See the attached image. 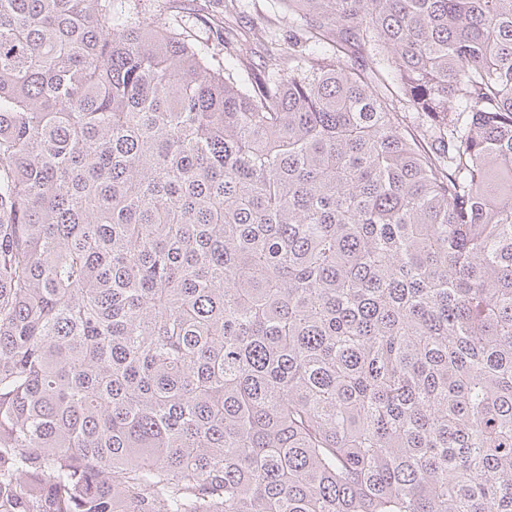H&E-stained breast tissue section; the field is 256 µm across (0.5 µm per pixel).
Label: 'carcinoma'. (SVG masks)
Instances as JSON below:
<instances>
[{
    "label": "carcinoma",
    "mask_w": 512,
    "mask_h": 512,
    "mask_svg": "<svg viewBox=\"0 0 512 512\" xmlns=\"http://www.w3.org/2000/svg\"><path fill=\"white\" fill-rule=\"evenodd\" d=\"M284 2L0 0V512H512V0ZM224 1L127 0L122 14L113 23L119 28L131 27L160 17L178 23L194 42L207 45L217 60L237 53L252 64L259 63V56L270 47L273 35V42L280 45L277 47L286 50L288 45L294 47L299 64H304L301 48L295 45L296 24L288 21L280 0H237L236 9L229 17L224 11Z\"/></svg>",
    "instance_id": "obj_1"
}]
</instances>
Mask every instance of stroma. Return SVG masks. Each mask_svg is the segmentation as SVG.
I'll return each mask as SVG.
<instances>
[{"label": "stroma", "mask_w": 512, "mask_h": 512, "mask_svg": "<svg viewBox=\"0 0 512 512\" xmlns=\"http://www.w3.org/2000/svg\"><path fill=\"white\" fill-rule=\"evenodd\" d=\"M155 17L178 23L219 60L236 53L255 64L270 43L285 48L298 37L280 0H238L230 14L224 0H126L115 24L131 27Z\"/></svg>", "instance_id": "35a3bbf8"}]
</instances>
